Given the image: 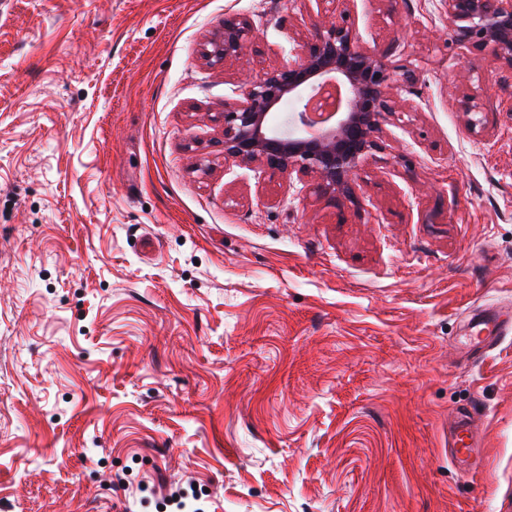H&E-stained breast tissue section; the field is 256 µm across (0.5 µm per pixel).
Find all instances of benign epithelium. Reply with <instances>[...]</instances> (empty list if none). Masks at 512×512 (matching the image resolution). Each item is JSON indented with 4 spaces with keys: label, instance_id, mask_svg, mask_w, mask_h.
Instances as JSON below:
<instances>
[{
    "label": "benign epithelium",
    "instance_id": "benign-epithelium-1",
    "mask_svg": "<svg viewBox=\"0 0 512 512\" xmlns=\"http://www.w3.org/2000/svg\"><path fill=\"white\" fill-rule=\"evenodd\" d=\"M320 2L328 4V23L289 33L288 61L241 86L238 98L224 104V160L299 181L309 177L320 193L351 199L357 168L385 149V123L417 108L393 84V47L361 44L354 0ZM440 9L448 16L451 42L470 52L491 48L504 72L502 88H511L512 0H440ZM263 54L252 22L232 16L224 19V29L205 58L228 64ZM317 88H330L336 95L325 114L318 115L308 104L281 121L274 116L284 96L303 102ZM457 106L468 130L481 126L477 94H462Z\"/></svg>",
    "mask_w": 512,
    "mask_h": 512
}]
</instances>
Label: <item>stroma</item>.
I'll use <instances>...</instances> for the list:
<instances>
[{
  "instance_id": "obj_1",
  "label": "stroma",
  "mask_w": 512,
  "mask_h": 512,
  "mask_svg": "<svg viewBox=\"0 0 512 512\" xmlns=\"http://www.w3.org/2000/svg\"><path fill=\"white\" fill-rule=\"evenodd\" d=\"M262 61L212 66L226 17ZM423 72L355 201L225 161L314 0H0V498L14 512H500L512 502V112L436 0H356ZM478 91L483 128L456 99ZM482 427L461 476L448 424ZM108 462L118 479L95 470ZM469 333L465 338L467 353H486L495 348L503 336L512 332V322L508 317L500 319L485 310L474 312L469 319Z\"/></svg>"
}]
</instances>
